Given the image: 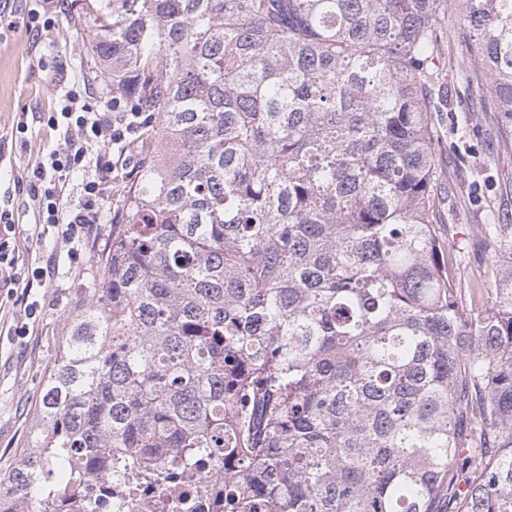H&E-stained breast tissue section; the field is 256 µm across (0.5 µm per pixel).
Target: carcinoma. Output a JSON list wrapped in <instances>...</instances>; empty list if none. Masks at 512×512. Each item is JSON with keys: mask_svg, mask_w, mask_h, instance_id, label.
<instances>
[{"mask_svg": "<svg viewBox=\"0 0 512 512\" xmlns=\"http://www.w3.org/2000/svg\"><path fill=\"white\" fill-rule=\"evenodd\" d=\"M140 164L0 512L164 470L223 512H512V225L479 318L438 220L453 27L512 128V0H83Z\"/></svg>", "mask_w": 512, "mask_h": 512, "instance_id": "obj_1", "label": "carcinoma"}]
</instances>
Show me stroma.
<instances>
[{
    "instance_id": "35a3bbf8",
    "label": "stroma",
    "mask_w": 512,
    "mask_h": 512,
    "mask_svg": "<svg viewBox=\"0 0 512 512\" xmlns=\"http://www.w3.org/2000/svg\"><path fill=\"white\" fill-rule=\"evenodd\" d=\"M91 26L82 0H67L54 28L44 31L39 40H31L21 29L0 34V169L7 172L5 189L13 194V243L20 262H51L59 269L49 285L32 290V299L39 303L32 321L23 305L7 294L11 269H0V459L4 461L28 436L36 415V392L58 355L69 312L102 277L95 253L121 205L123 186L139 164L136 147H129L127 165L110 182L100 223L79 240L38 233L27 194L14 190L15 182L26 177L56 142L55 132L42 121L44 113L53 110L56 96L53 74L45 70V63L85 80L93 103L112 94L111 83L89 70L84 38ZM440 82L448 100L446 111L437 115L442 238L448 270L464 290L461 306L479 316L492 307L495 296L487 292L474 302L466 290L492 273L498 246L487 226L512 224V134L505 133L491 82L473 58L450 49ZM21 121L28 131L19 141L13 130Z\"/></svg>"
}]
</instances>
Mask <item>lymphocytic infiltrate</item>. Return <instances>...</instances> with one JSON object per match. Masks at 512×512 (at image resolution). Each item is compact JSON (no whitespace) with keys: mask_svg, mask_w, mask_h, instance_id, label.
<instances>
[{"mask_svg":"<svg viewBox=\"0 0 512 512\" xmlns=\"http://www.w3.org/2000/svg\"><path fill=\"white\" fill-rule=\"evenodd\" d=\"M60 92L57 109L45 113L46 125L59 132L61 146L49 153L28 181L27 194L37 226L79 236L99 223L106 180L122 168L123 149L132 143L143 122L139 112H116L111 103H91L85 82L55 74ZM81 175L77 202L65 196L74 175Z\"/></svg>","mask_w":512,"mask_h":512,"instance_id":"f902f5d3","label":"lymphocytic infiltrate"}]
</instances>
